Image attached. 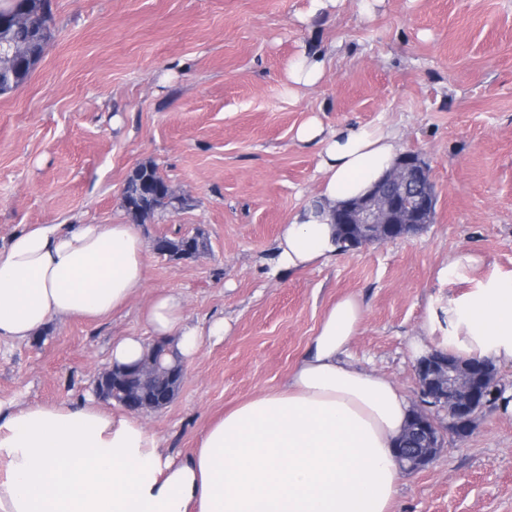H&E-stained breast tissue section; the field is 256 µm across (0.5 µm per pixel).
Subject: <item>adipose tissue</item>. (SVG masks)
I'll use <instances>...</instances> for the list:
<instances>
[{
  "label": "adipose tissue",
  "instance_id": "ef3b65f1",
  "mask_svg": "<svg viewBox=\"0 0 512 512\" xmlns=\"http://www.w3.org/2000/svg\"><path fill=\"white\" fill-rule=\"evenodd\" d=\"M296 140L315 148L318 198L282 230L276 265L302 269L339 249L333 210L365 196L401 154L380 123L325 128L304 121ZM148 244L139 225L41 224L0 250V342L24 343L54 319L98 318L144 288ZM478 255L461 251L438 272L468 291L432 300L414 357L441 352L512 365V272L474 278ZM365 318L355 297L333 304L287 381L252 396L207 428L197 448H163L140 417L103 409L87 394L58 404L0 402V512H390L400 468L394 451L411 404L385 375L347 353ZM153 337L190 361L228 326L193 323L176 291L145 313Z\"/></svg>",
  "mask_w": 512,
  "mask_h": 512
}]
</instances>
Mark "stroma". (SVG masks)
<instances>
[{"label":"stroma","instance_id":"35a3bbf8","mask_svg":"<svg viewBox=\"0 0 512 512\" xmlns=\"http://www.w3.org/2000/svg\"><path fill=\"white\" fill-rule=\"evenodd\" d=\"M309 0H52V37L28 79L0 95V249L35 224L126 220L128 172L154 163L178 203L142 224L147 242L197 235L198 256H148L145 288L96 321L54 320L27 343L0 345V400L63 403L93 391L114 338L149 336L143 312L180 292L193 322L230 332L203 340L174 400L146 418L188 454L239 402L283 385L326 309L352 295L364 324L349 355L418 403L410 342L450 254L512 271V0H336L302 21ZM323 54L314 86L288 67ZM324 126L385 123L420 154L436 192L418 234L340 253L286 275L271 271L281 230L321 186ZM441 447L400 474L391 512H512V411L479 413L465 438L430 408Z\"/></svg>","mask_w":512,"mask_h":512}]
</instances>
